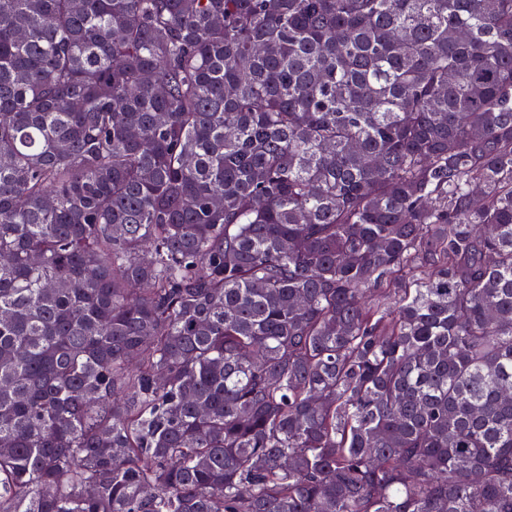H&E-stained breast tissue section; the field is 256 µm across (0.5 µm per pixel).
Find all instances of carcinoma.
Wrapping results in <instances>:
<instances>
[{
	"mask_svg": "<svg viewBox=\"0 0 512 512\" xmlns=\"http://www.w3.org/2000/svg\"><path fill=\"white\" fill-rule=\"evenodd\" d=\"M512 0H0V512H512Z\"/></svg>",
	"mask_w": 512,
	"mask_h": 512,
	"instance_id": "carcinoma-1",
	"label": "carcinoma"
}]
</instances>
